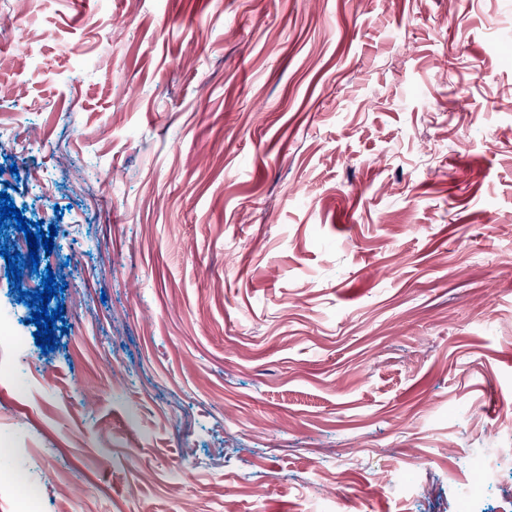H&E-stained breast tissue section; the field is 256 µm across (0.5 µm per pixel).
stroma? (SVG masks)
Instances as JSON below:
<instances>
[{
    "mask_svg": "<svg viewBox=\"0 0 512 512\" xmlns=\"http://www.w3.org/2000/svg\"><path fill=\"white\" fill-rule=\"evenodd\" d=\"M0 257L41 512H512V0H0ZM123 60L113 70V56ZM81 464L59 484L70 451Z\"/></svg>",
    "mask_w": 512,
    "mask_h": 512,
    "instance_id": "1",
    "label": "stroma"
}]
</instances>
